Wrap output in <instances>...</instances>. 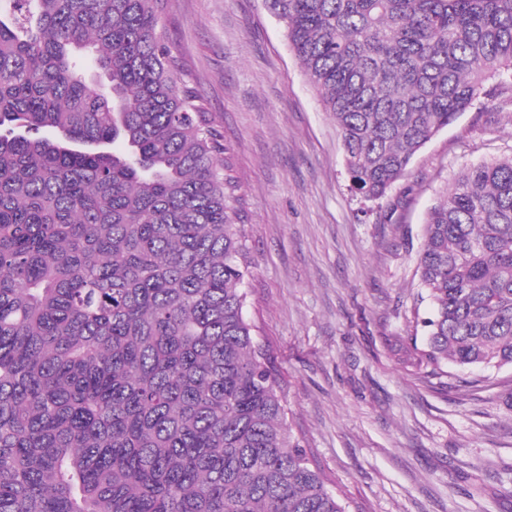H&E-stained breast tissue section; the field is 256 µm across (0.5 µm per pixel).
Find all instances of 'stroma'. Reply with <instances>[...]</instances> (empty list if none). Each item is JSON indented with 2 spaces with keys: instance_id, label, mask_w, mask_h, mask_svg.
<instances>
[{
  "instance_id": "35a3bbf8",
  "label": "stroma",
  "mask_w": 512,
  "mask_h": 512,
  "mask_svg": "<svg viewBox=\"0 0 512 512\" xmlns=\"http://www.w3.org/2000/svg\"><path fill=\"white\" fill-rule=\"evenodd\" d=\"M157 32L228 149L246 315L271 344L294 432L349 512H512V367L429 376L397 360L425 338V214L461 170L512 155V86L486 81L387 201H368L266 0H164Z\"/></svg>"
}]
</instances>
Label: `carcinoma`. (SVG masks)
Listing matches in <instances>:
<instances>
[{
	"label": "carcinoma",
	"mask_w": 512,
	"mask_h": 512,
	"mask_svg": "<svg viewBox=\"0 0 512 512\" xmlns=\"http://www.w3.org/2000/svg\"><path fill=\"white\" fill-rule=\"evenodd\" d=\"M164 0H0V512H347L268 345L230 164L157 35ZM384 199L497 76L512 0H268ZM401 364L512 367V156L429 209Z\"/></svg>",
	"instance_id": "obj_1"
}]
</instances>
